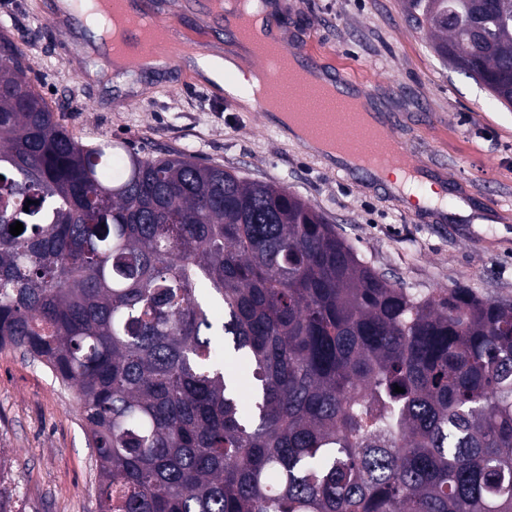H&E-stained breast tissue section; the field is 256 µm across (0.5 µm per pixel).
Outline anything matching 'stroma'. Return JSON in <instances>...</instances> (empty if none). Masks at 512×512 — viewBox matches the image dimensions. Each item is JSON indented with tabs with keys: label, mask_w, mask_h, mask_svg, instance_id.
<instances>
[{
	"label": "stroma",
	"mask_w": 512,
	"mask_h": 512,
	"mask_svg": "<svg viewBox=\"0 0 512 512\" xmlns=\"http://www.w3.org/2000/svg\"><path fill=\"white\" fill-rule=\"evenodd\" d=\"M54 0H0V30L14 35L31 78L76 138L108 136L162 153L181 152L276 183L317 206L369 265L419 292L467 285L512 300V108L438 56L409 26L404 0H275L287 42L307 45L328 74H349L372 91L375 111L422 161L430 182L417 194L466 197L475 217L427 221L369 178L336 171L285 138L280 127L223 90L198 91L179 66L104 88L82 70L78 43L92 33L69 20L59 54L50 26ZM209 0H171L182 37L237 51ZM497 209H484L485 199ZM0 457L14 481V512H96L98 477L73 389L20 350L0 351Z\"/></svg>",
	"instance_id": "1"
}]
</instances>
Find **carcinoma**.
I'll return each mask as SVG.
<instances>
[{"label": "carcinoma", "mask_w": 512, "mask_h": 512, "mask_svg": "<svg viewBox=\"0 0 512 512\" xmlns=\"http://www.w3.org/2000/svg\"><path fill=\"white\" fill-rule=\"evenodd\" d=\"M405 2L512 105V0ZM30 73L0 31V350L76 388L98 512H512V300L416 295L282 185L83 142Z\"/></svg>", "instance_id": "carcinoma-1"}]
</instances>
